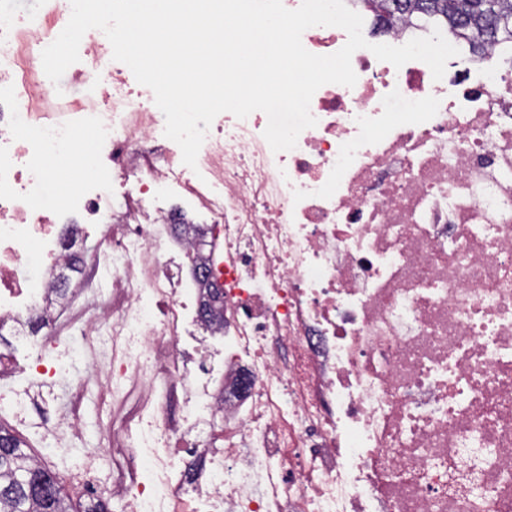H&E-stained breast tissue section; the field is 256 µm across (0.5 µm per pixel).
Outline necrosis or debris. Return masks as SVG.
Here are the masks:
<instances>
[{"label":"necrosis or debris","instance_id":"4bbe7bcc","mask_svg":"<svg viewBox=\"0 0 512 512\" xmlns=\"http://www.w3.org/2000/svg\"><path fill=\"white\" fill-rule=\"evenodd\" d=\"M70 13L0 0V327L79 305L45 387L83 390L79 363L140 387L113 512H512V42L438 81L357 50L294 149L224 112L192 169L101 30L46 76ZM363 20L373 44L434 29ZM189 203L204 234L171 240ZM75 224L109 245L60 301ZM200 256L224 285L212 340L183 276Z\"/></svg>","mask_w":512,"mask_h":512}]
</instances>
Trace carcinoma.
Listing matches in <instances>:
<instances>
[{
    "label": "carcinoma",
    "instance_id": "1",
    "mask_svg": "<svg viewBox=\"0 0 512 512\" xmlns=\"http://www.w3.org/2000/svg\"><path fill=\"white\" fill-rule=\"evenodd\" d=\"M383 30L397 15L420 13L475 50L512 40V0H363ZM0 512H75L61 479L41 468L23 442L0 426Z\"/></svg>",
    "mask_w": 512,
    "mask_h": 512
}]
</instances>
